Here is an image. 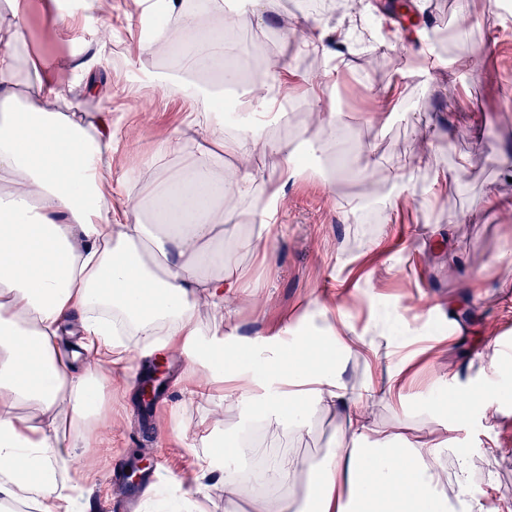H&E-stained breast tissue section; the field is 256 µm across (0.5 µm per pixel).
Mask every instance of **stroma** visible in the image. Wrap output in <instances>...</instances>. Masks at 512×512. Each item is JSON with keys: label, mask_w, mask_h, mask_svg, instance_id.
<instances>
[{"label": "stroma", "mask_w": 512, "mask_h": 512, "mask_svg": "<svg viewBox=\"0 0 512 512\" xmlns=\"http://www.w3.org/2000/svg\"><path fill=\"white\" fill-rule=\"evenodd\" d=\"M389 0H363L352 9L348 0L318 11L274 0L285 23L308 19L327 34L329 53L315 52L303 42L285 39L280 26H250L246 35L261 39L260 54L275 81L288 88L286 121L266 127L262 146L250 158L256 180L235 196L239 208L260 202L265 184L277 178L281 158L273 143L289 138L297 118L305 117L314 98L331 105L339 123V143L303 144L305 156L334 172L339 194H330L320 178L307 174L288 182L270 229L268 257L238 245L232 265L248 272L255 293L224 303V324L217 333L224 344L248 347L251 339L271 329L302 333L304 313L328 307L341 312L352 333L366 337L378 355L398 351L410 357L408 382L400 400L380 405L373 425L384 430L394 418L408 416L424 429H447L448 453L475 462L472 490H489L512 504V285L503 286L502 267L512 262V209H496L487 190L497 185L512 193L506 179L512 168V16L495 7H475L465 33L439 46L437 30L457 26L459 0H414L413 20L386 24ZM26 42L24 59L52 63L51 77L60 83L71 111L112 116V185L130 188L160 183L180 159L169 155L160 171L142 167L164 139L193 145L197 138L187 122L190 101L183 91L161 94L154 78H180V59L158 50L145 51L139 26L124 16L136 13V0H112L86 18L81 0H20ZM392 38V45L365 48L347 36L357 20ZM111 24L112 39L101 44L97 29ZM468 54L471 65L462 81L443 87L435 78L441 64ZM94 59L92 73L76 70V62ZM99 85L89 92L88 81ZM391 96L385 126L372 122L377 96ZM479 122L478 130L454 124L458 109ZM432 141L437 165L451 169L459 156L470 167L464 188L448 185L427 201L428 172L415 170L413 158ZM366 157L377 168L404 176L409 190L392 198L387 190L369 195L353 169H339V157ZM360 206L359 222L347 216L349 204ZM396 315L404 335L376 334L374 322ZM503 350L504 371L489 376L487 352ZM155 356L131 351L127 369L110 377L104 419L98 429L73 439V451L93 458L90 472L67 474L77 486L80 512H103L115 493L113 467H131L139 458L168 466L169 478L157 485L156 497H142L137 512H169L168 489L184 497L181 512H224V494L203 491L197 480V454L212 444L232 447L239 425L254 418L255 395L238 400L232 418L213 427L212 416L223 402L192 397L203 368L194 352L165 353L167 384L156 405L144 403L141 379ZM486 382L498 391L492 403L500 412L485 417L473 406L457 422L437 411L432 397L448 389ZM340 422L314 414L301 435H265V448L289 450L309 460L336 444Z\"/></svg>", "instance_id": "stroma-1"}]
</instances>
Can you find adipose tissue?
<instances>
[{
  "label": "adipose tissue",
  "mask_w": 512,
  "mask_h": 512,
  "mask_svg": "<svg viewBox=\"0 0 512 512\" xmlns=\"http://www.w3.org/2000/svg\"><path fill=\"white\" fill-rule=\"evenodd\" d=\"M137 2L143 22L160 12L180 18L178 28L158 27L156 40L194 77L188 96L203 142L190 150L163 142L145 169L176 152L180 169L160 189L147 183L127 191L117 208L102 191V173L112 167L111 119L57 112L60 85L38 64L20 63L17 0H7L10 18L0 22V512L21 505L74 512L77 499L57 476L77 461L72 435L100 414L107 367L128 363V337L147 355L192 347L202 365L224 359L223 343L205 341L199 315L222 312L225 299L241 294L243 275L214 243L225 225L274 223L285 183L303 173L291 143H280V179L247 211L226 206L227 183L216 176L225 155H249L263 129L286 117L281 89L263 71L249 81L236 136L225 137L210 112L225 88L244 81L228 46L240 28L265 24L271 0H250V11L236 16L225 15L224 0H212L206 20L184 13L182 0ZM24 87L35 90L36 102L22 101ZM73 325L79 343L63 348ZM258 345L267 351L261 372L274 384L262 399L271 412L263 431L301 433L317 412L336 414L342 428L335 448L316 461L283 452L262 456L257 469H236L233 460L259 454L244 435L224 455H205L199 469L223 473L225 499L300 487L311 512H448L464 496L468 512H501L489 492L470 495V461L460 460L449 478L444 441L414 433L408 417L371 439L373 407L391 400L406 377L397 364L386 382L348 388L342 360L366 356L363 337L334 328L326 339L300 337L286 352L272 337ZM218 381L228 410L256 383L232 360L224 374L198 376L196 396L210 398Z\"/></svg>",
  "instance_id": "adipose-tissue-1"
}]
</instances>
